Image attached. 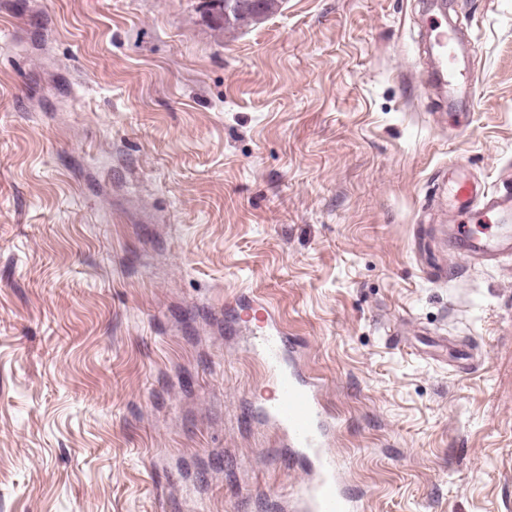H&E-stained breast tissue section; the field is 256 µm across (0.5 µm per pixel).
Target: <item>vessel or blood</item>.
<instances>
[{"label": "vessel or blood", "mask_w": 512, "mask_h": 512, "mask_svg": "<svg viewBox=\"0 0 512 512\" xmlns=\"http://www.w3.org/2000/svg\"><path fill=\"white\" fill-rule=\"evenodd\" d=\"M432 56L427 83L443 89L451 110L474 111L477 90L461 68L456 47L436 35ZM448 206L460 219L448 237L457 254L474 263L512 259V184L487 187L461 176L449 179ZM265 322V331L252 343L275 381L262 415L285 437L284 462L292 468L306 465L313 473L293 495L296 512H358L336 457L328 450L330 413L320 385L288 362V339L274 316H266Z\"/></svg>", "instance_id": "vessel-or-blood-1"}]
</instances>
